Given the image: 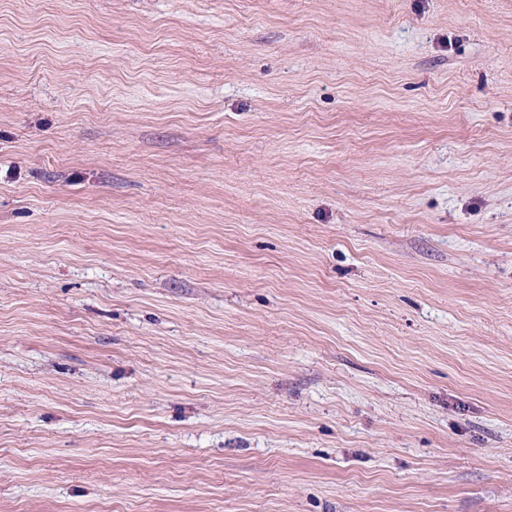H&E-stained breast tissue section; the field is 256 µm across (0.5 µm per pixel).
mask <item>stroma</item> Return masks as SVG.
<instances>
[{
	"instance_id": "stroma-1",
	"label": "stroma",
	"mask_w": 512,
	"mask_h": 512,
	"mask_svg": "<svg viewBox=\"0 0 512 512\" xmlns=\"http://www.w3.org/2000/svg\"><path fill=\"white\" fill-rule=\"evenodd\" d=\"M512 512V0H0V512Z\"/></svg>"
}]
</instances>
